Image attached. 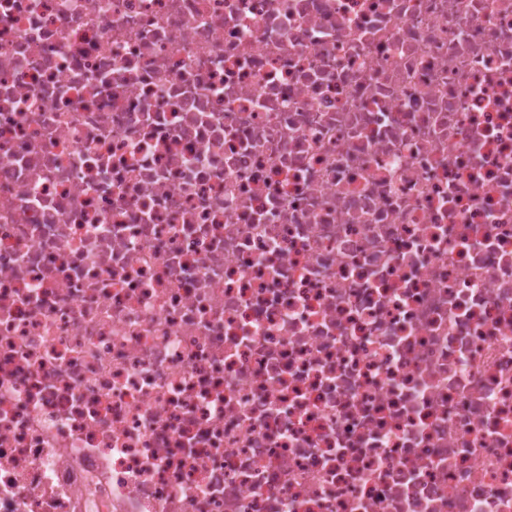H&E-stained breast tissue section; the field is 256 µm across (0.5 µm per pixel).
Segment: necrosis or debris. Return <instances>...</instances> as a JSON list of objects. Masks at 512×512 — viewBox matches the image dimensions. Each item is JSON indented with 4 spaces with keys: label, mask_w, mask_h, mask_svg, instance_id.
Masks as SVG:
<instances>
[{
    "label": "necrosis or debris",
    "mask_w": 512,
    "mask_h": 512,
    "mask_svg": "<svg viewBox=\"0 0 512 512\" xmlns=\"http://www.w3.org/2000/svg\"><path fill=\"white\" fill-rule=\"evenodd\" d=\"M0 512H512V0H0Z\"/></svg>",
    "instance_id": "necrosis-or-debris-1"
}]
</instances>
